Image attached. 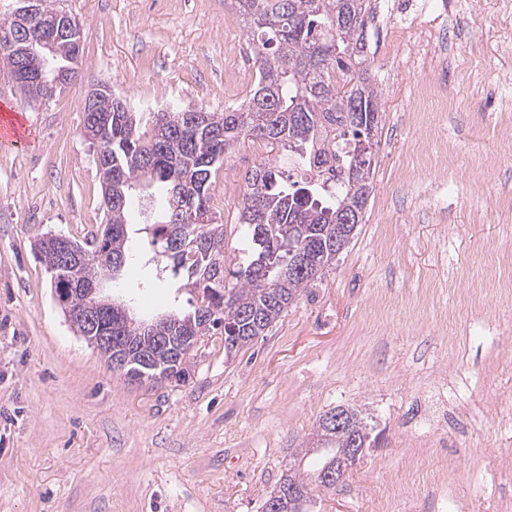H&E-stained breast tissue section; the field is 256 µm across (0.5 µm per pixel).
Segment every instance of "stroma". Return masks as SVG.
I'll list each match as a JSON object with an SVG mask.
<instances>
[{"mask_svg":"<svg viewBox=\"0 0 512 512\" xmlns=\"http://www.w3.org/2000/svg\"><path fill=\"white\" fill-rule=\"evenodd\" d=\"M398 53L368 56L384 127L363 221L322 281L233 355L205 337L185 380L133 384L76 331L34 255L104 219L82 134L88 85L131 111L239 105L255 80L231 0H50L82 30L76 81L45 103L0 65V99L39 134L0 152V512H262L320 417L372 445L307 512H512V0H440ZM244 139L212 177L224 264L247 246ZM141 264L133 318L189 310Z\"/></svg>","mask_w":512,"mask_h":512,"instance_id":"obj_1","label":"stroma"}]
</instances>
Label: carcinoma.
Listing matches in <instances>:
<instances>
[{
  "label": "carcinoma",
  "mask_w": 512,
  "mask_h": 512,
  "mask_svg": "<svg viewBox=\"0 0 512 512\" xmlns=\"http://www.w3.org/2000/svg\"><path fill=\"white\" fill-rule=\"evenodd\" d=\"M242 17L256 67L249 96L236 107L206 112L210 123L187 132L193 112H151L139 120L120 97L101 102L112 111V126L94 145L112 156V209L105 223L90 233L92 275L111 272L107 259L121 266L135 263L140 251L128 234L129 192L137 183L155 190L137 200L149 244L162 263L155 278L170 274L186 279L198 293L194 310L173 313L184 336L224 337L231 354L263 335L287 302H295L318 278L293 270L303 250L328 269L350 242L334 229L340 217L358 208L362 189L373 183L374 155L359 161V145L368 140V126L356 116L364 107L381 123L378 88L369 75L365 54V19L371 0H233ZM263 142L275 154L259 162L245 179L238 207L239 223L247 225L251 255L224 279V225L210 210L212 170L242 137ZM52 286L73 309L87 308L76 292L81 270L69 268L57 247L39 254ZM112 341L128 346L124 376L145 382L181 381L188 361L171 363L168 349L145 339L134 319L112 323ZM150 352L153 363H142ZM348 417L355 437L318 421L313 447L295 450L306 473L290 466L279 492L295 482L303 490L319 484L336 457L365 448L369 431L352 409Z\"/></svg>",
  "instance_id": "obj_1"
}]
</instances>
